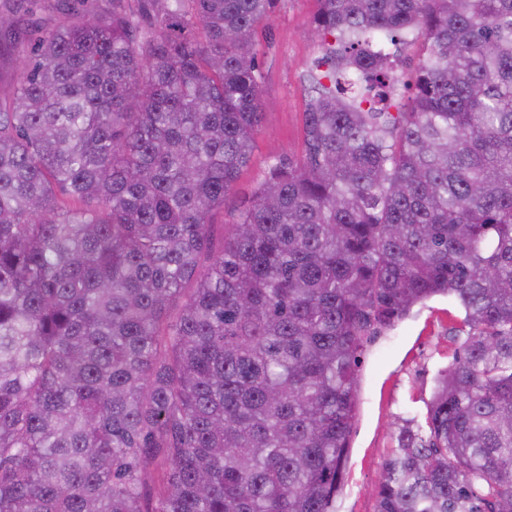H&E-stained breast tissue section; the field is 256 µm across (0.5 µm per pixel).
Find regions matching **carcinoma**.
Masks as SVG:
<instances>
[{"label": "carcinoma", "mask_w": 512, "mask_h": 512, "mask_svg": "<svg viewBox=\"0 0 512 512\" xmlns=\"http://www.w3.org/2000/svg\"><path fill=\"white\" fill-rule=\"evenodd\" d=\"M139 2L0 5V56L34 43L0 104V512H334L363 339L439 295L465 340L378 512H512V0H317L306 156L218 235L277 0ZM398 73L403 81L414 85L418 76V63L423 54L422 40L400 50L398 53Z\"/></svg>", "instance_id": "obj_1"}]
</instances>
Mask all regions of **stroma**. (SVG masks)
I'll use <instances>...</instances> for the list:
<instances>
[{"mask_svg":"<svg viewBox=\"0 0 512 512\" xmlns=\"http://www.w3.org/2000/svg\"><path fill=\"white\" fill-rule=\"evenodd\" d=\"M316 0H278L255 32L263 112L249 163L241 170L214 224L233 221L272 163L298 162L306 153L305 118L310 99L307 65L321 53L313 34ZM462 312L436 297L414 307L369 338L359 355V407L336 512H377V489L397 445L403 420L423 423L433 379L449 366L464 340Z\"/></svg>","mask_w":512,"mask_h":512,"instance_id":"35a3bbf8","label":"stroma"}]
</instances>
